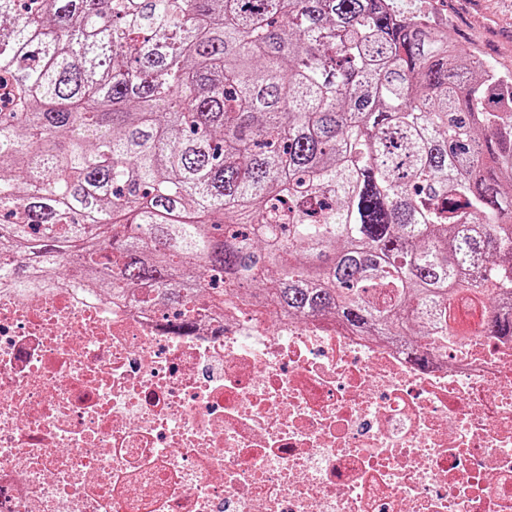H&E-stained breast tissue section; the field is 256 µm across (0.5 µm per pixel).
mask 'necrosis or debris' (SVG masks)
<instances>
[{
  "mask_svg": "<svg viewBox=\"0 0 512 512\" xmlns=\"http://www.w3.org/2000/svg\"><path fill=\"white\" fill-rule=\"evenodd\" d=\"M0 291V512H512V336Z\"/></svg>",
  "mask_w": 512,
  "mask_h": 512,
  "instance_id": "4bbe7bcc",
  "label": "necrosis or debris"
}]
</instances>
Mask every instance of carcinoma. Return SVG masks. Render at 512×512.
I'll list each match as a JSON object with an SVG mask.
<instances>
[{"label":"carcinoma","instance_id":"carcinoma-1","mask_svg":"<svg viewBox=\"0 0 512 512\" xmlns=\"http://www.w3.org/2000/svg\"><path fill=\"white\" fill-rule=\"evenodd\" d=\"M0 250L114 294L512 336V82L392 0H0Z\"/></svg>","mask_w":512,"mask_h":512}]
</instances>
